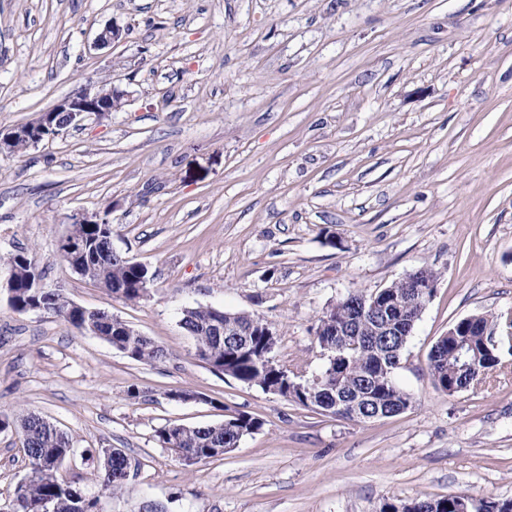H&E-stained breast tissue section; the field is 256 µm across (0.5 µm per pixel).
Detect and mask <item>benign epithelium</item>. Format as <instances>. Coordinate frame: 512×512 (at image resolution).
I'll return each instance as SVG.
<instances>
[{"mask_svg":"<svg viewBox=\"0 0 512 512\" xmlns=\"http://www.w3.org/2000/svg\"><path fill=\"white\" fill-rule=\"evenodd\" d=\"M125 93L105 83L85 87L77 93L58 101L29 123L0 132V154L7 153L17 140L24 139L35 147L46 139L61 135L67 128L77 126L89 115L99 119L120 111Z\"/></svg>","mask_w":512,"mask_h":512,"instance_id":"1","label":"benign epithelium"}]
</instances>
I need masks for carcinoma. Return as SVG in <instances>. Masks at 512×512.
Returning <instances> with one entry per match:
<instances>
[{"mask_svg": "<svg viewBox=\"0 0 512 512\" xmlns=\"http://www.w3.org/2000/svg\"><path fill=\"white\" fill-rule=\"evenodd\" d=\"M67 237L81 242L83 253L76 262L84 278L116 298L137 303L144 299L146 285L153 284L148 269L112 250V225L71 224ZM15 271L17 288L11 300L20 313L30 308L62 319L81 330L92 324L103 333L102 340L126 357L146 365L166 357L165 350L123 321H109L100 309L71 302L59 290L36 294L29 287L39 267L29 255L18 251L5 258ZM437 281V273L418 268L391 285L371 293L352 292L336 302L318 319L316 342L324 357L317 379L305 380L276 360V336L266 335L268 321L255 313L228 312L212 306L188 307L181 326L192 336L195 355L213 371L260 387L291 402L341 419L371 422L396 416L413 398L395 381L408 339L420 319L424 303L409 280L418 275ZM496 320L475 314L455 322L428 355L434 386L453 395L480 383L475 372L458 369L457 345L464 343L477 355L480 374L487 375L502 364L493 340ZM17 427L23 438L28 472L17 485L10 512H101L99 499L88 498L70 481L57 476L71 450L69 437L50 422L32 414L0 418V428ZM262 422L246 412H231L224 420L209 425L185 427L166 425L156 431V441L189 464L206 461L237 447L241 439L259 431ZM101 483L110 494L118 493L131 468L130 459L119 449H102ZM473 496L455 493L430 499L384 501L379 512H459Z\"/></svg>", "mask_w": 512, "mask_h": 512, "instance_id": "carcinoma-1", "label": "carcinoma"}]
</instances>
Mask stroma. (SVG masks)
I'll return each mask as SVG.
<instances>
[{"mask_svg": "<svg viewBox=\"0 0 512 512\" xmlns=\"http://www.w3.org/2000/svg\"><path fill=\"white\" fill-rule=\"evenodd\" d=\"M121 29L99 49L97 34ZM107 82L121 111L0 154V255L163 347L144 365L10 305L0 264V413L64 431L61 475L102 512H378L384 500L512 499V357L448 395L428 354L472 314H512V0H0V130ZM107 215L112 249L153 276L130 303L57 257L73 216ZM429 267L435 293L397 383L414 403L356 423L214 372L181 326L209 305L262 315L276 358L312 376L317 319ZM138 385L144 395L130 397ZM171 389L195 392L172 401ZM261 429L187 466L157 429ZM132 467L105 497L91 456ZM27 474L0 431V504Z\"/></svg>", "mask_w": 512, "mask_h": 512, "instance_id": "stroma-1", "label": "stroma"}]
</instances>
